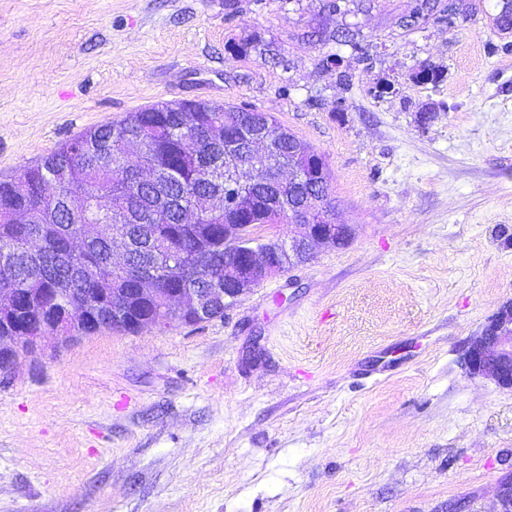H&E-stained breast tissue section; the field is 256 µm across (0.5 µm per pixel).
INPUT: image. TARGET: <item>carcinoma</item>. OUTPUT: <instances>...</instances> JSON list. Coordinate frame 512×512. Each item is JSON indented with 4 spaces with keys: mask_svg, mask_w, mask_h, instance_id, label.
<instances>
[{
    "mask_svg": "<svg viewBox=\"0 0 512 512\" xmlns=\"http://www.w3.org/2000/svg\"><path fill=\"white\" fill-rule=\"evenodd\" d=\"M499 32L512 29V0H501L491 18ZM200 112L183 105H166L156 112L144 109L121 121L81 132L62 143L20 176L0 180V289L65 288L99 292L105 296L102 329L134 332L132 318L112 319V300L131 292L127 276L98 274L109 263L112 225L118 222L132 255V268L155 280L158 288H213L224 284V256L236 258L259 243L248 231L224 240L226 224H289L288 208L317 209L329 204L330 175L321 185L293 183L282 178L287 169L307 171L315 150L302 141L288 142L290 132L266 112L224 107ZM121 143H134L141 162L160 178L136 188L125 165L112 157V134ZM274 145L267 163L240 166L252 151L264 149L257 137ZM58 182L56 197L48 201L42 185ZM239 185L242 206L230 216L224 210V180ZM34 214L35 223L52 226L43 250L26 247L27 224L15 212ZM94 218L101 232L85 243L84 251L69 249L76 218Z\"/></svg>",
    "mask_w": 512,
    "mask_h": 512,
    "instance_id": "1",
    "label": "carcinoma"
}]
</instances>
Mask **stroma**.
Listing matches in <instances>:
<instances>
[{
  "label": "stroma",
  "instance_id": "stroma-1",
  "mask_svg": "<svg viewBox=\"0 0 512 512\" xmlns=\"http://www.w3.org/2000/svg\"><path fill=\"white\" fill-rule=\"evenodd\" d=\"M468 2L452 29L448 0L412 28L414 0H0V178L196 99L323 154L354 230L223 317L20 355L0 512H494L512 391L462 357L512 300V49Z\"/></svg>",
  "mask_w": 512,
  "mask_h": 512
}]
</instances>
